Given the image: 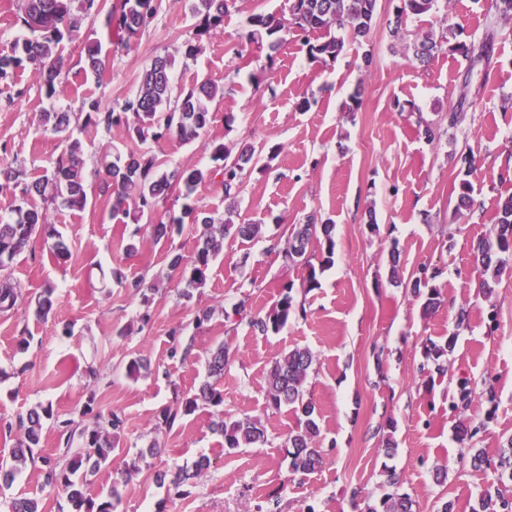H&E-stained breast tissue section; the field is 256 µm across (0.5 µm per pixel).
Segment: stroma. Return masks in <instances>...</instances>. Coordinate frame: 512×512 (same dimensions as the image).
I'll list each match as a JSON object with an SVG mask.
<instances>
[{"mask_svg":"<svg viewBox=\"0 0 512 512\" xmlns=\"http://www.w3.org/2000/svg\"><path fill=\"white\" fill-rule=\"evenodd\" d=\"M485 0H439L421 16H408L402 38L388 23L392 0H379L367 42L346 40L327 62L311 60L303 42L289 40L268 60L266 50L244 46L247 19L256 10L287 12L288 0H237L222 30L202 38L194 56L183 46L196 24L191 0H163L154 20L130 43L104 41L110 66L98 80L75 74L64 78L57 101L46 98L30 71L19 72L15 86L0 85V145L6 159L25 166L26 180L43 174L61 151L59 138L38 128L40 112L57 105L76 113L83 100L103 105L133 95L143 67L157 55L170 56L175 89L208 80L224 95L208 104L205 140L231 149L246 146L255 165L243 178L235 203L221 188L200 184L194 201L216 216L234 207V220L263 222L262 238L224 240L203 288L191 299L166 258L169 247L191 255L196 244L191 224L172 242L154 241L134 223L110 213L111 200L90 191L81 210H58L51 218L70 251L56 259L51 241L37 234L8 274L21 296L13 309H0V463L24 437L20 415L52 404L58 415L78 416L88 393L99 406L124 420L120 443L109 466L91 478L89 493L109 490L114 468L158 442L160 451L123 489L118 512H266L267 496L278 493L280 512H353L352 490L380 498L388 487L385 469L402 479L416 512H438L453 502L455 512H471L477 487L496 482L493 469H474L455 439L459 425L483 423L472 447L495 455L512 438V277L495 284L491 298L475 286L473 246L491 233L500 198L512 195V19L500 22L489 65H475L462 53L443 50L420 65L410 45L419 35L445 42H470L482 36ZM243 56H235V49ZM371 54L364 63L363 54ZM272 78L275 93L259 82ZM360 105L343 108L351 94ZM464 104L456 126L448 111ZM442 128L434 142L418 137V120ZM84 145V167L96 182L101 165L133 150L123 128L75 123ZM474 155V167L461 159ZM474 188L473 210L457 209L462 181ZM318 214L334 226V254L313 242L308 264L283 267L280 249L286 228ZM376 230H368V220ZM138 252L127 256L126 242ZM399 255L402 286L389 280L390 255ZM440 269L432 285L441 304L432 315L404 283L420 266ZM128 278L157 283L149 298L132 294L108 278L112 267ZM318 286L306 289L308 274ZM294 285L306 318L277 333L262 335L233 317L242 298L252 314L265 315L276 304L284 282ZM55 288L53 310L39 320L28 312L45 285ZM470 322L460 331L446 376L424 385L420 375L425 339L444 341L455 327L459 306ZM215 314L203 328L194 319L205 309ZM184 326L192 341L188 359L171 356L169 331ZM70 335H63V328ZM227 344L232 356L218 386L224 406H206L174 430H153L156 412L174 390L197 388L210 350ZM295 347L315 355L307 385L321 428L322 467L292 474L283 441L297 425L288 408L266 403V376L274 357ZM143 356L150 370L127 374L131 358ZM474 384L493 380L498 407L459 414L449 405L459 378ZM259 418L267 441L229 449L209 428L217 412ZM393 438V456L384 453ZM208 456L209 470L188 483L189 496L172 498L157 482L158 473ZM446 467L444 483L434 470ZM18 496L38 499L44 512H62L64 496L44 489L40 464L28 465L11 487L0 489V512Z\"/></svg>","mask_w":512,"mask_h":512,"instance_id":"1","label":"stroma"}]
</instances>
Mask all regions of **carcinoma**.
<instances>
[{
  "label": "carcinoma",
  "instance_id": "carcinoma-1",
  "mask_svg": "<svg viewBox=\"0 0 512 512\" xmlns=\"http://www.w3.org/2000/svg\"><path fill=\"white\" fill-rule=\"evenodd\" d=\"M161 0H119L105 16L103 27L107 34L117 32L124 42L135 38L156 14ZM378 0H288V15L274 12H257L247 19V39L251 44L263 45L269 40L270 49H276L284 41V35L293 32L308 36L322 33V41L309 44V55L314 59H336L344 48V42L332 35L333 30L349 29L354 41H367L372 30ZM437 0H400L394 16L391 33L400 37L402 23L409 15H423L431 12ZM236 0H192V13L200 18L186 42V55L196 52L193 41L209 35L224 23V14ZM102 12L101 0H16L13 13L14 25L23 32V38L15 41L11 50L0 52V81L13 82L17 70L29 65L39 77L47 97L60 93L58 78L67 67V60L58 53L59 44L65 40L80 37L84 21L94 19ZM487 15L490 21L482 37L457 49L472 62H490L494 53L496 31L495 20L512 18V0H489ZM442 45L431 35L416 37L413 42V57L422 64L429 62ZM85 60L83 72L100 78L108 66L107 56L102 54L98 40L87 41L83 46ZM172 60L164 55L155 56L142 70L136 93L110 108H104L97 99L85 101L81 108L83 123L109 129L122 125L134 142L144 144L151 140H174L190 144L199 140L210 123L207 103L218 96H224V88L213 82L196 84L171 101L172 86L170 68ZM72 116L69 112H42L39 127L58 136L63 149L53 162L50 170L36 180L22 182L23 171L12 163L0 162V180L21 187L23 197L39 196L44 202L63 209H83L88 202L89 183L84 175L81 141L70 132ZM213 165L204 168L170 171L161 169L157 154L150 149L129 152L125 157L104 165L103 176L99 179V191L112 197V216H122L134 223L145 222L151 227L155 240L170 239L181 230L184 221H190L196 232V246L193 254L186 258L177 250H169V265L180 274L185 284L182 296L192 297V291L203 287L207 281L210 264L224 250V238L239 237L254 240L261 235L260 224H237L233 220L234 208L225 210L224 218L217 220L210 213L191 202L192 195L202 182L208 180L224 191V199L235 200L240 193L246 166L253 164V152L243 148L238 153L222 143L208 144ZM186 200L182 215L167 221L155 219L161 200L170 194ZM334 225L318 224L316 217H307L304 224L293 225L287 234L286 246L281 251L285 265L308 263L307 249L312 240L322 238L328 254L334 253ZM49 236L57 231L49 221L48 210L36 204L23 203L14 209L10 220L0 221V271H4L30 245L39 231ZM474 263L479 270L478 288L483 295L493 293L491 283L499 279L512 267V195L499 201L498 217L494 235L478 241L473 248ZM112 279L128 288L134 294L147 297L156 286L146 283L145 278H127L119 269H112ZM293 284L285 283L273 309L263 317L250 316L248 298L237 304L235 313L248 319L254 330L265 335L279 332L291 319H303L307 315L304 304L296 301L292 294ZM54 288L48 286L39 295L32 310L35 318L48 316L53 307ZM17 286L4 277L0 283V308L15 305ZM456 333H448L442 343L432 339L422 342L420 372L425 374L429 385L436 376L448 373L449 356L456 345ZM231 356V350L224 344L211 350L206 361L209 380L194 390L177 392L173 400L163 406L155 416L154 428L171 430L185 417L192 415L199 407L224 405V393L217 388V380L223 377L224 368ZM315 361L308 348L295 347L279 353L267 373V403L274 410L291 408L298 420L296 428L288 432L284 442L287 448L289 467L295 474H306L322 466L324 457L318 440L320 425L315 417V406L305 397V385ZM480 403L495 406L497 395L493 384H486L481 395L468 380L458 382L457 397L452 408L461 413L470 410L475 398ZM95 395H90L84 406V413L92 415V423L84 425L71 418L53 417L52 405H40L18 418L19 427L24 429V440L13 449L12 464L0 465V481L11 484L28 464L40 460L42 463L44 487L60 491L71 507V512H117L120 503V487L127 484L140 471V462L146 455L157 453L158 444L148 445V451H139L136 458L114 470L112 488L104 497H92L87 492L89 477L97 473L110 459L112 451L120 441L123 420L111 410L95 409ZM55 419L56 427L64 439L65 453L71 455L69 462L62 466L48 456L38 453L43 418ZM211 430L224 439L226 448H248L266 441V430L258 418L241 417L224 419L220 415L211 422ZM475 469L491 467L501 477L512 482V437L507 445L498 449L492 458L481 450L471 455ZM210 466L206 457L199 458L193 471L178 467L168 481V493L184 496L188 481L200 476ZM386 482L396 491L378 500H358L360 492H352L355 512H414V501L407 493L397 491L400 478L394 471H386ZM471 512H512V492L502 483L489 484L477 491L476 504Z\"/></svg>",
  "mask_w": 512,
  "mask_h": 512
}]
</instances>
